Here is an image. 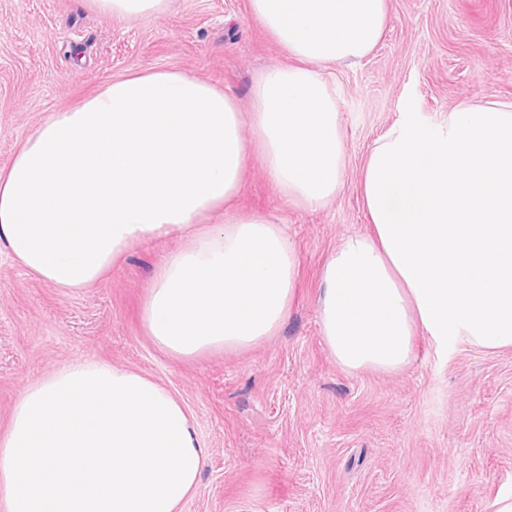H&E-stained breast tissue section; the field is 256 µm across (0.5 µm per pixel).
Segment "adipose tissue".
Wrapping results in <instances>:
<instances>
[{
    "label": "adipose tissue",
    "instance_id": "ef3b65f1",
    "mask_svg": "<svg viewBox=\"0 0 512 512\" xmlns=\"http://www.w3.org/2000/svg\"><path fill=\"white\" fill-rule=\"evenodd\" d=\"M160 19L169 0H84ZM288 61L261 70L243 111L190 72L133 68L52 113L0 169V245L29 273L78 292L136 244L181 233L143 303L164 353L244 350L274 335L299 257L271 217L235 201L258 153L289 202L332 203L347 156L326 73L369 56L387 0H248ZM369 233L320 274V330L347 371L393 373L423 332L441 345L512 348V102H465L435 123L408 113L363 157ZM224 221L207 223L214 210ZM205 450L186 407L152 377L99 361L28 383L0 435V512H180Z\"/></svg>",
    "mask_w": 512,
    "mask_h": 512
}]
</instances>
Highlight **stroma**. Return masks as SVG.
Wrapping results in <instances>:
<instances>
[{
	"mask_svg": "<svg viewBox=\"0 0 512 512\" xmlns=\"http://www.w3.org/2000/svg\"><path fill=\"white\" fill-rule=\"evenodd\" d=\"M247 5L170 0L155 20L103 16L81 0H0V168L49 115L134 67L193 73L250 109L255 73L286 57ZM327 78L348 159L336 200L315 210L286 201L254 153L237 201L274 217L297 248L299 283L280 330L193 359L158 350L140 311L157 266L184 245L177 234L134 246L75 293L1 251L0 434L29 382L95 359L151 376L189 410L207 457L182 512H492L512 491V349L420 333L400 372H348L317 312L328 254L369 230L358 177L373 140L406 112L435 122L466 100L512 102V0H389L382 42Z\"/></svg>",
	"mask_w": 512,
	"mask_h": 512,
	"instance_id": "stroma-1",
	"label": "stroma"
}]
</instances>
